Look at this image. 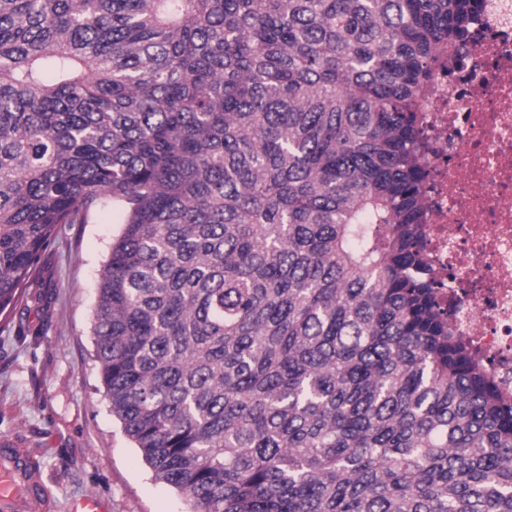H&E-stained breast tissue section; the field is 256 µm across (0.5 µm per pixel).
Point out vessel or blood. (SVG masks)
<instances>
[{
	"label": "vessel or blood",
	"mask_w": 512,
	"mask_h": 512,
	"mask_svg": "<svg viewBox=\"0 0 512 512\" xmlns=\"http://www.w3.org/2000/svg\"><path fill=\"white\" fill-rule=\"evenodd\" d=\"M51 495L22 448L0 450V512H49Z\"/></svg>",
	"instance_id": "vessel-or-blood-1"
}]
</instances>
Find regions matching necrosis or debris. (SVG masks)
Wrapping results in <instances>:
<instances>
[{"label":"necrosis or debris","instance_id":"obj_1","mask_svg":"<svg viewBox=\"0 0 512 512\" xmlns=\"http://www.w3.org/2000/svg\"><path fill=\"white\" fill-rule=\"evenodd\" d=\"M421 108V272L455 336L512 398V0H484Z\"/></svg>","mask_w":512,"mask_h":512}]
</instances>
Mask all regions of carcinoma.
I'll return each mask as SVG.
<instances>
[{"label":"carcinoma","mask_w":512,"mask_h":512,"mask_svg":"<svg viewBox=\"0 0 512 512\" xmlns=\"http://www.w3.org/2000/svg\"><path fill=\"white\" fill-rule=\"evenodd\" d=\"M482 0H0V314L117 209L109 410L190 512H512V401L416 275Z\"/></svg>","instance_id":"obj_1"}]
</instances>
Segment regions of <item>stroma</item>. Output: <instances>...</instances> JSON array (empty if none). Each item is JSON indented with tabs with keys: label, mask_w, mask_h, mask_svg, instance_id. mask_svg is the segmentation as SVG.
<instances>
[{
	"label": "stroma",
	"mask_w": 512,
	"mask_h": 512,
	"mask_svg": "<svg viewBox=\"0 0 512 512\" xmlns=\"http://www.w3.org/2000/svg\"><path fill=\"white\" fill-rule=\"evenodd\" d=\"M122 229L115 214L63 225L27 300L0 317V448H23L51 493V512L99 496L107 512H188L157 482L108 408L93 360L99 272Z\"/></svg>",
	"instance_id": "35a3bbf8"
}]
</instances>
